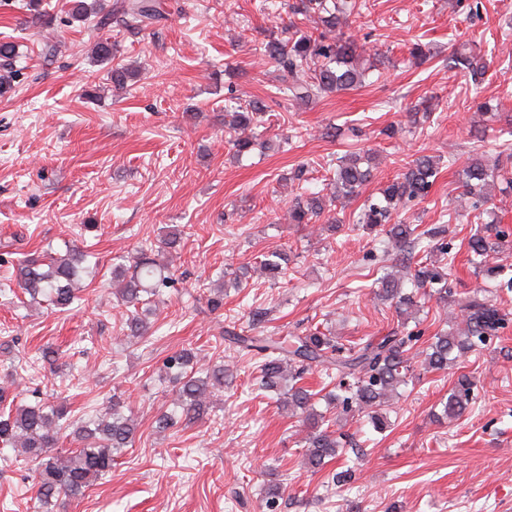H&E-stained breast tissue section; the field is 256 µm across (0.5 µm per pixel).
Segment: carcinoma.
<instances>
[{"instance_id":"cac0c4a2","label":"carcinoma","mask_w":512,"mask_h":512,"mask_svg":"<svg viewBox=\"0 0 512 512\" xmlns=\"http://www.w3.org/2000/svg\"><path fill=\"white\" fill-rule=\"evenodd\" d=\"M66 6L72 22H82L98 14L100 27L114 24L139 32L165 15L157 0H115L112 9L105 14L101 0H68ZM356 7L357 0H336L331 7L327 0H296L291 6L295 20L288 25V38L281 39L274 33L269 35L262 55L289 78L283 94L290 100L306 103L364 83L366 69L359 65L362 52L345 32ZM27 11L30 22L36 26L52 23V16L42 9V0H28ZM93 54L101 63L115 60L114 46L106 39L95 44ZM16 57V45L0 41V92L11 88L16 78ZM448 68L460 70L477 83L483 78L486 63L482 56L466 51L463 46L448 56ZM268 108L267 102L258 97L244 104L224 106V125L237 133L231 140L236 157L252 150L255 141L248 130ZM373 168L374 156L369 153L350 152L340 157L330 183L331 194L297 195L288 210L289 223L309 224L323 217L327 230L336 232L340 220L331 215L332 206L337 201L357 199L371 178ZM500 171V163L490 169L481 154L463 169L461 186L464 195L473 199L474 208L491 201L485 187L489 180L498 178ZM437 175L438 162L434 157L421 155L411 160L381 186L376 195L364 200L356 218V223L386 237L388 247L395 252L394 267L414 268L408 279L391 271L377 279L376 296L395 308L401 318V328L349 348L318 328L284 341L271 336L226 332L229 342L260 359L258 387L275 393L283 407L307 428L305 459L314 472L335 460L345 447L344 434L325 426V415L316 409L318 400L323 398L329 404L338 401L343 412H356L381 430L386 425L384 410L391 395L408 384L414 354L423 356L426 369L445 372L448 366L464 361L505 328L507 314L490 297L476 291L458 304L465 317L463 328L442 330L418 350L415 346L420 336L403 331L408 325L409 312L420 308L417 296L422 291L432 289L445 300L454 294L448 264L431 260L412 263V252L406 246L421 238L416 233L417 226L393 221L399 207L428 197ZM511 235L495 218L485 223L468 239L470 264L490 278L499 277L501 271L485 266V256ZM82 261L83 252L77 247L59 257L32 256L19 264V286L34 299L42 295L51 305L66 309L76 299L74 283ZM260 268L270 278L277 279L287 273V258L277 252L270 253L261 260ZM112 283L118 297L130 308L126 325L131 336L148 335L151 330L148 315L152 311L141 310L139 305L143 295L152 296L173 283L166 267L148 254V249L142 248L133 266L113 268ZM407 283L412 287L409 293L404 290ZM194 358L191 351L183 350L166 361L176 388L175 407L188 421L207 414V393L224 387V365L197 368ZM315 367L336 371L337 392L330 391L322 396L302 384L304 375ZM475 386L469 375H459L443 403L442 416L448 420L462 418L472 403ZM7 400L5 391H0V403L8 404L0 409V443L21 449V455L30 465L37 500L46 512H54L63 500L82 495L91 482L110 472L114 454L131 445L135 436L134 420L123 413L118 401L88 416L84 423L72 429L68 423V407L62 401L14 405ZM68 429L83 447L63 452L58 450L59 442Z\"/></svg>"}]
</instances>
